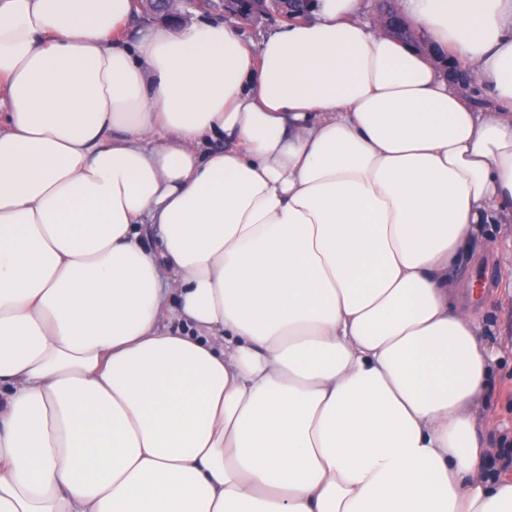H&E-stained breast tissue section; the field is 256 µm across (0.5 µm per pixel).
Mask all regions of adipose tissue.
<instances>
[{
  "mask_svg": "<svg viewBox=\"0 0 512 512\" xmlns=\"http://www.w3.org/2000/svg\"><path fill=\"white\" fill-rule=\"evenodd\" d=\"M363 7L0 0V512H512L457 273L512 225V0L399 4L484 111ZM135 7H139L143 12L149 14L156 23L169 25L179 21L191 19L196 21L220 20L219 15L210 14L199 7L201 0H134ZM180 5V7L178 6ZM287 0H221L220 14L224 21L232 19L241 23L253 22L258 17L264 16L245 28H240L244 37L250 40L256 48H259L264 40L278 31L284 25L302 23L312 18L313 6L294 8L286 3ZM222 17V18H223ZM267 17H275L273 20Z\"/></svg>",
  "mask_w": 512,
  "mask_h": 512,
  "instance_id": "1",
  "label": "adipose tissue"
}]
</instances>
